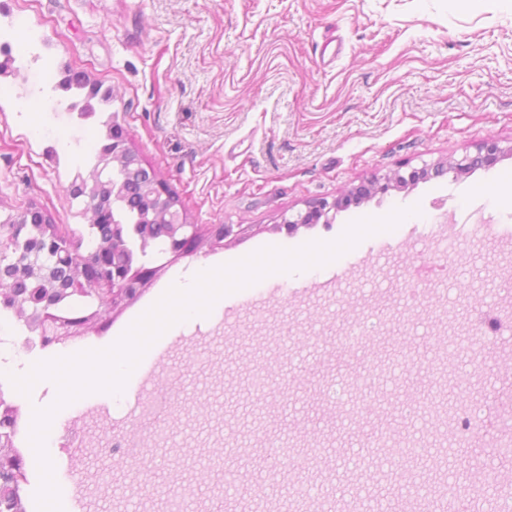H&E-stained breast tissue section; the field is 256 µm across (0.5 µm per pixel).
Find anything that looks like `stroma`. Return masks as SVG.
I'll list each match as a JSON object with an SVG mask.
<instances>
[{
    "label": "stroma",
    "mask_w": 512,
    "mask_h": 512,
    "mask_svg": "<svg viewBox=\"0 0 512 512\" xmlns=\"http://www.w3.org/2000/svg\"><path fill=\"white\" fill-rule=\"evenodd\" d=\"M0 15L16 54L41 30L56 77L112 93L95 117L60 116L63 91L26 102L38 74H0V219L38 210L89 241L67 187L93 169L104 112L189 223L243 227L215 249L155 255L162 273L107 331L206 260L419 209L327 265L266 276L172 325L148 358L168 401L156 428L139 423L145 396L61 409L59 429L78 418L86 431L82 447L46 446L75 512H168L173 471L195 487L184 512H432L448 486V512H499L512 492V200L493 185L512 155L290 234L280 225L390 171L475 155L490 136L512 148V0H0ZM441 257L447 279L414 280ZM259 367L273 397L253 392ZM455 406L473 432L452 426ZM109 436L142 442V465L116 464ZM384 441L422 454L392 458ZM219 451L217 482L198 484Z\"/></svg>",
    "instance_id": "1"
}]
</instances>
